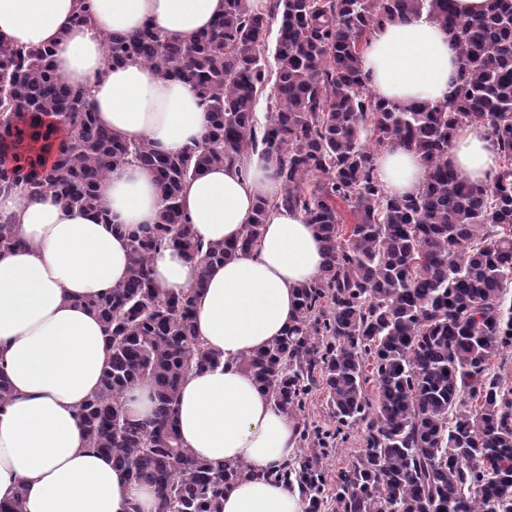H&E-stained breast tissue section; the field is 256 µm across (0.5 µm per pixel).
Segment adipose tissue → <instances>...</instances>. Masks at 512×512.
<instances>
[{
    "label": "adipose tissue",
    "instance_id": "ef3b65f1",
    "mask_svg": "<svg viewBox=\"0 0 512 512\" xmlns=\"http://www.w3.org/2000/svg\"><path fill=\"white\" fill-rule=\"evenodd\" d=\"M80 0H0V41L48 46L63 81L84 92L99 124L129 142L149 141L175 154L201 142L209 114L196 87L138 62L109 64L104 40L152 24L187 41L224 12V0H89L92 23L75 24ZM361 70L375 97L406 104L444 100L458 79L448 30L420 18L386 23L364 43ZM448 159L474 183H492L498 146L487 127L454 135ZM276 153L254 152L186 182L182 202L202 243L239 239L259 200L275 201L282 184ZM388 193H416L425 178L419 155L393 144L375 160ZM108 219L64 208L53 193H0L20 247L0 251V374L11 399L0 411V504L24 491L23 512H154L155 495L128 480L110 455L91 450L77 417L100 387L109 356L87 297L123 282L130 269L128 233L156 223L161 208L153 174L136 164L112 168L99 186ZM324 263L322 243L304 215L271 210L256 246L205 266L174 249L157 253L151 277L165 292L194 283L195 328L222 354V365L180 385L175 419L184 447L213 467L243 462L251 474L224 491V512H303L296 492L270 479L295 453V422L259 389L240 361L283 336L296 315L297 290Z\"/></svg>",
    "mask_w": 512,
    "mask_h": 512
}]
</instances>
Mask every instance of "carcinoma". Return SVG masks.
Masks as SVG:
<instances>
[{
  "label": "carcinoma",
  "instance_id": "cac0c4a2",
  "mask_svg": "<svg viewBox=\"0 0 512 512\" xmlns=\"http://www.w3.org/2000/svg\"><path fill=\"white\" fill-rule=\"evenodd\" d=\"M422 15L454 36L458 83L442 101L375 98L361 76L363 40L386 22ZM275 18L271 70L263 52ZM105 51L112 63L181 74L211 118L202 142L176 155L119 140L55 72L51 49L0 43V147L18 150L50 115L65 136L48 169L0 163V190L51 191L68 208L105 216L99 184L112 167L135 163L154 173L162 202L157 223L130 233L127 279L86 301L110 348L101 386L78 409L88 447L149 483L155 512H223L224 488L249 466L198 459L175 421L180 382L222 361L195 331L202 282L166 293L150 264L165 248L205 264L228 261L256 245L272 205L316 225L325 264L300 288L285 336L243 365L290 415L325 390L335 429L302 423L308 452L271 478H296L304 512H512V385L503 376L512 349V0H492L471 18L458 16L452 0H272L265 13L249 0H225L224 15L189 41L147 24L131 37H107ZM474 123L499 146L488 186L448 164L455 132ZM393 142L423 160L415 194L393 197L376 176L375 154ZM258 149L278 155L280 197L256 206L237 242L197 241L185 183ZM346 208L353 223L343 237ZM22 244L0 216V249ZM143 381L154 409L134 421L127 394ZM354 429L361 448L329 492L326 439Z\"/></svg>",
  "mask_w": 512,
  "mask_h": 512
}]
</instances>
